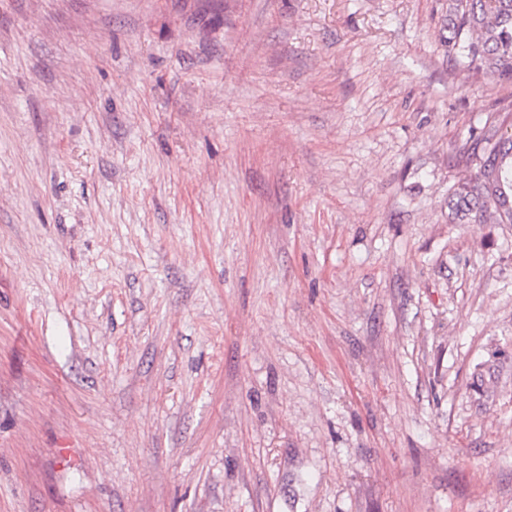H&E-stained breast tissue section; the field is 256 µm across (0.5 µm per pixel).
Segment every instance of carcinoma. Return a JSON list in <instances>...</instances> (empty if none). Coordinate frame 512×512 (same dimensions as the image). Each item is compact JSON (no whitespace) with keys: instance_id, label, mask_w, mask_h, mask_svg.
Masks as SVG:
<instances>
[{"instance_id":"carcinoma-1","label":"carcinoma","mask_w":512,"mask_h":512,"mask_svg":"<svg viewBox=\"0 0 512 512\" xmlns=\"http://www.w3.org/2000/svg\"><path fill=\"white\" fill-rule=\"evenodd\" d=\"M442 36L448 56L468 70L512 79V0H446ZM505 145L486 146L477 175L448 197L449 217L459 223H512V134Z\"/></svg>"}]
</instances>
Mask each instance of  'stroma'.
Segmentation results:
<instances>
[{
    "label": "stroma",
    "instance_id": "1",
    "mask_svg": "<svg viewBox=\"0 0 512 512\" xmlns=\"http://www.w3.org/2000/svg\"><path fill=\"white\" fill-rule=\"evenodd\" d=\"M443 0H0V512H512V81ZM484 148L477 175L464 179L448 197L449 217L456 223H512V134ZM480 141V142H481ZM509 207L506 208V204Z\"/></svg>",
    "mask_w": 512,
    "mask_h": 512
}]
</instances>
